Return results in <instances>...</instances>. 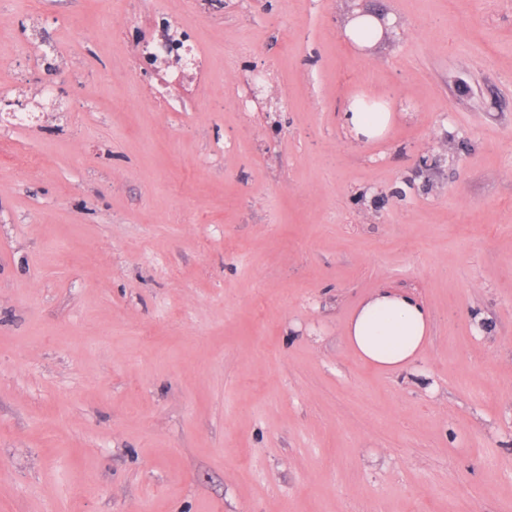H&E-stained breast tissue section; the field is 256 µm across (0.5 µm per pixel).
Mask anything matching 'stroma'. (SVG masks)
<instances>
[{
  "instance_id": "35a3bbf8",
  "label": "stroma",
  "mask_w": 512,
  "mask_h": 512,
  "mask_svg": "<svg viewBox=\"0 0 512 512\" xmlns=\"http://www.w3.org/2000/svg\"><path fill=\"white\" fill-rule=\"evenodd\" d=\"M163 34L205 78L144 68ZM35 78L0 512H512V0H0V96ZM379 288L430 311L411 371L345 344ZM376 18L366 14L354 17L346 25V34L359 43L361 42L356 37H361V30H371L374 36L382 34L383 28L379 21H383V18L379 14H376ZM351 112H345V120L357 136L375 138L384 134L390 121V112H362L354 106Z\"/></svg>"
}]
</instances>
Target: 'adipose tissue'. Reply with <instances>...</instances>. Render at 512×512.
I'll return each mask as SVG.
<instances>
[{
    "label": "adipose tissue",
    "instance_id": "adipose-tissue-1",
    "mask_svg": "<svg viewBox=\"0 0 512 512\" xmlns=\"http://www.w3.org/2000/svg\"><path fill=\"white\" fill-rule=\"evenodd\" d=\"M429 333V311L422 302L410 294L381 288L351 314L345 339L361 361L386 372H403L422 358Z\"/></svg>",
    "mask_w": 512,
    "mask_h": 512
}]
</instances>
